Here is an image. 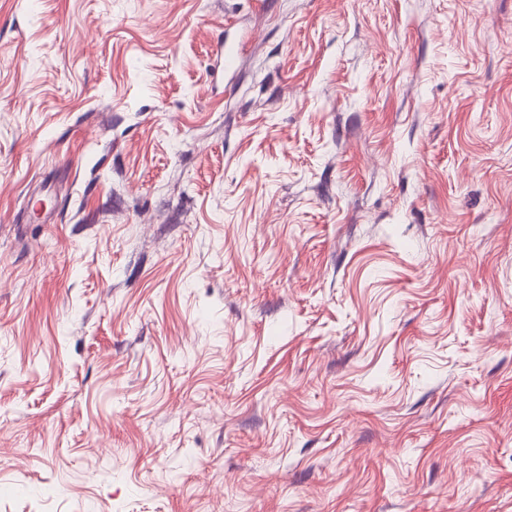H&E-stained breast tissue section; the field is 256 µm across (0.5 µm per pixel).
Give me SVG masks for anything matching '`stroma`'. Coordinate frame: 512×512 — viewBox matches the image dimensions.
I'll use <instances>...</instances> for the list:
<instances>
[{
	"label": "stroma",
	"instance_id": "1",
	"mask_svg": "<svg viewBox=\"0 0 512 512\" xmlns=\"http://www.w3.org/2000/svg\"><path fill=\"white\" fill-rule=\"evenodd\" d=\"M0 512H512V0H0Z\"/></svg>",
	"mask_w": 512,
	"mask_h": 512
}]
</instances>
